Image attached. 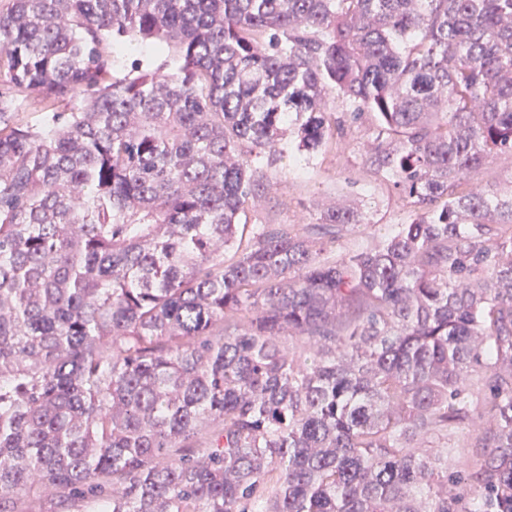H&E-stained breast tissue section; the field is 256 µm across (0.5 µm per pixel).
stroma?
<instances>
[{
  "label": "stroma",
  "instance_id": "stroma-1",
  "mask_svg": "<svg viewBox=\"0 0 512 512\" xmlns=\"http://www.w3.org/2000/svg\"><path fill=\"white\" fill-rule=\"evenodd\" d=\"M373 137L374 129L366 122L348 128L326 153L309 158L295 151L266 169L271 187L265 201L248 209V223L288 224L300 230L316 223L324 208L343 197L358 209L362 221L361 228L341 239L337 251L344 254L369 243L367 225L407 222L409 212L401 198L362 163L363 145Z\"/></svg>",
  "mask_w": 512,
  "mask_h": 512
}]
</instances>
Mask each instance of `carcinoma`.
Instances as JSON below:
<instances>
[{
  "label": "carcinoma",
  "instance_id": "carcinoma-1",
  "mask_svg": "<svg viewBox=\"0 0 512 512\" xmlns=\"http://www.w3.org/2000/svg\"><path fill=\"white\" fill-rule=\"evenodd\" d=\"M368 117L409 222L247 231ZM503 154L512 0H0V512H512ZM484 180L495 189L507 187L512 180V157L498 156L487 167L483 174Z\"/></svg>",
  "mask_w": 512,
  "mask_h": 512
}]
</instances>
